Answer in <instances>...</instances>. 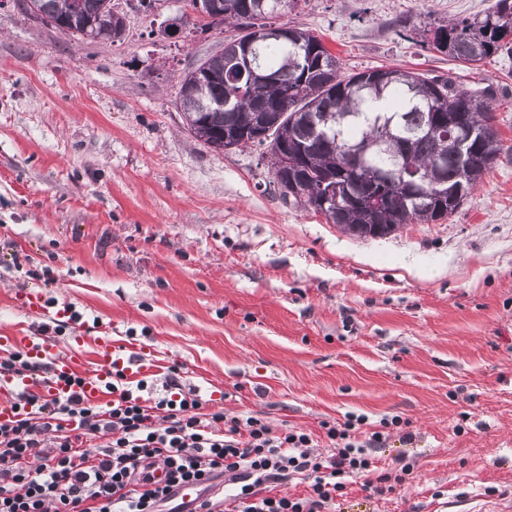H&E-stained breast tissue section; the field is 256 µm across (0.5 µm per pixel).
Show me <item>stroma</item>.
<instances>
[{
  "mask_svg": "<svg viewBox=\"0 0 512 512\" xmlns=\"http://www.w3.org/2000/svg\"><path fill=\"white\" fill-rule=\"evenodd\" d=\"M494 0H303L273 19L319 32L354 73L399 66L492 83L507 147L448 217L357 239L283 203L258 149L211 152L183 127L177 82L223 26L161 29L185 0H122L123 40L77 42L0 0V332L52 329L149 348L225 413L318 430L350 413L410 422L387 456L414 465L341 512H469L512 501V51L468 69L400 20L468 17ZM50 266L41 286L13 255ZM81 315L24 314L25 291Z\"/></svg>",
  "mask_w": 512,
  "mask_h": 512,
  "instance_id": "stroma-1",
  "label": "stroma"
}]
</instances>
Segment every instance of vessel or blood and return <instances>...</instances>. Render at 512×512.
<instances>
[{
	"label": "vessel or blood",
	"instance_id": "vessel-or-blood-1",
	"mask_svg": "<svg viewBox=\"0 0 512 512\" xmlns=\"http://www.w3.org/2000/svg\"><path fill=\"white\" fill-rule=\"evenodd\" d=\"M97 345L99 347L98 367L93 373L85 375L79 389L80 394L88 402H104L107 385L112 379L113 366L123 367L128 379L131 380L152 375L156 370L153 358L147 353L127 355L117 352L111 336L105 334L98 336ZM0 350L21 351L33 361L49 365L54 374L53 379L41 382L19 375L0 377V423L9 422L14 418L12 405L5 402V395L33 388L49 400L66 397L71 394L72 388L65 383V376L78 372L85 363V357L81 351L59 352L51 340L24 331L1 332Z\"/></svg>",
	"mask_w": 512,
	"mask_h": 512
}]
</instances>
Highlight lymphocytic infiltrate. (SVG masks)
I'll return each instance as SVG.
<instances>
[{
    "instance_id": "f902f5d3",
    "label": "lymphocytic infiltrate",
    "mask_w": 512,
    "mask_h": 512,
    "mask_svg": "<svg viewBox=\"0 0 512 512\" xmlns=\"http://www.w3.org/2000/svg\"><path fill=\"white\" fill-rule=\"evenodd\" d=\"M147 385L116 368L103 406L76 391L52 401L16 394L15 420L0 424V512H328L349 484L382 497L413 470L400 455L379 464L391 429L413 439L397 416L373 427L363 415L321 422L323 455L313 432L208 411L179 366L169 367L163 395H147ZM297 475L307 496L283 488ZM183 482L197 485L194 504L176 503Z\"/></svg>"
}]
</instances>
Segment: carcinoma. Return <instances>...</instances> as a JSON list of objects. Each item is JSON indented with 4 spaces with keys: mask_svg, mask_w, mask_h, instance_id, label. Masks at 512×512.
Here are the masks:
<instances>
[{
    "mask_svg": "<svg viewBox=\"0 0 512 512\" xmlns=\"http://www.w3.org/2000/svg\"><path fill=\"white\" fill-rule=\"evenodd\" d=\"M41 21L67 27L76 36L85 21L118 11L115 0H22ZM278 0H222L217 24L235 31L224 47L205 61L200 81L184 72L176 98L181 113L206 130L209 138L236 134L233 143L265 147L271 155L283 145L302 154L301 165L274 173L279 197L309 207L321 194L320 179L336 178L340 194L332 223L357 238H377L408 224H430L460 208L493 169L503 151L495 117V90L488 84L467 89L448 75L426 77L396 67L347 74L321 37L309 29L288 27V36L252 47L251 28L278 14ZM404 21L401 27L407 28ZM412 27V26H410ZM421 43L473 69L512 40V0H496L474 17L450 18L431 27H412ZM376 101L385 112H368ZM288 117L277 121V113ZM329 114L324 131L332 142L312 137L311 114ZM277 123L271 140L252 137L255 114ZM460 114L484 138L472 143L464 167L445 145L449 129L434 117ZM377 195L372 210L362 200Z\"/></svg>",
    "mask_w": 512,
    "mask_h": 512,
    "instance_id": "1",
    "label": "carcinoma"
}]
</instances>
